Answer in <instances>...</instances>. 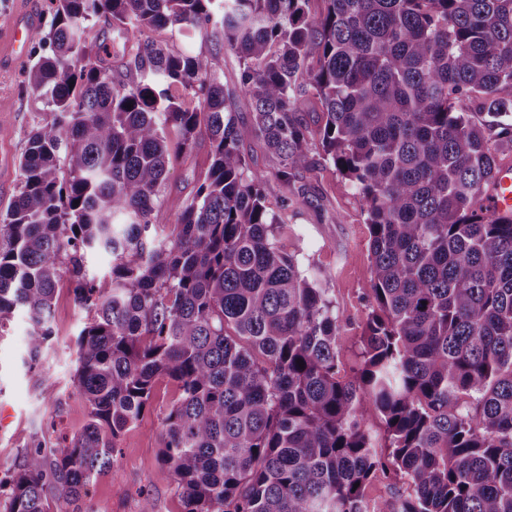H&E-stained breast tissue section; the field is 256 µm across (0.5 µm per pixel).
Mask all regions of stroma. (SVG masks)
<instances>
[{
  "label": "stroma",
  "mask_w": 512,
  "mask_h": 512,
  "mask_svg": "<svg viewBox=\"0 0 512 512\" xmlns=\"http://www.w3.org/2000/svg\"><path fill=\"white\" fill-rule=\"evenodd\" d=\"M26 66L0 71V155L11 168L0 178V211L17 193L19 160L30 132L44 117V100L24 89ZM305 194L288 212L290 230L280 236L281 247L297 254L303 267L321 268V282L343 327L339 336V368L343 379H353L363 363L361 327L370 312L371 259L369 232L363 202L350 182L333 165L321 164L304 174ZM340 215L331 223L328 214ZM85 318L67 286H60L54 308V351L49 358V376L54 391L38 394L22 366L27 323L14 316L0 340V470L18 463L32 441L43 440L54 449L63 439L80 433L89 421L85 404L73 394L69 383L73 370L74 336ZM177 396L173 382L162 379L154 388L150 406L142 419L123 432L118 441L117 463L111 475L101 477L91 489L97 512H140L142 493H149L155 512H182L175 493L174 477L159 460L162 446L161 417Z\"/></svg>",
  "instance_id": "1"
}]
</instances>
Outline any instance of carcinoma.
Instances as JSON below:
<instances>
[{
	"label": "carcinoma",
	"mask_w": 512,
	"mask_h": 512,
	"mask_svg": "<svg viewBox=\"0 0 512 512\" xmlns=\"http://www.w3.org/2000/svg\"><path fill=\"white\" fill-rule=\"evenodd\" d=\"M311 2L50 0L25 85L46 118L0 212V335L22 312V365L38 369L67 279L86 313L72 386L89 422L53 458L37 444L0 471V512H93L90 487L159 377L179 390L159 458L183 512H512V219L480 198L512 157V0ZM102 17L121 50L85 44ZM163 28L221 50L148 36ZM249 137L270 169L250 165ZM202 141L195 191L171 195L169 167ZM321 160L359 190L370 229L351 380L326 289L278 245ZM161 208L176 222L153 223ZM89 252L111 256L105 274ZM389 470L413 494L368 509L360 485Z\"/></svg>",
	"instance_id": "carcinoma-1"
}]
</instances>
